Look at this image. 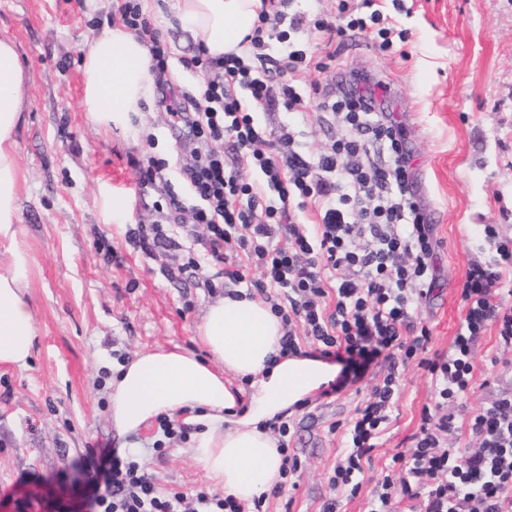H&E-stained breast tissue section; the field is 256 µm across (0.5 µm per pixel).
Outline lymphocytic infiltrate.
I'll use <instances>...</instances> for the list:
<instances>
[{
	"mask_svg": "<svg viewBox=\"0 0 512 512\" xmlns=\"http://www.w3.org/2000/svg\"><path fill=\"white\" fill-rule=\"evenodd\" d=\"M365 14L349 13L339 26L315 20L322 32L319 53H310L278 36L266 41L264 30L279 24L300 29L303 16L278 10L259 15L248 55L227 53L206 58L199 92L171 98L173 124L185 127L195 141L177 173L199 204L186 208L177 194L151 229L128 231L145 253L159 245L179 248L176 237L183 213L203 227L202 254H188L186 266L198 271L215 263L226 284L246 287L280 317L282 353L342 363L339 377L324 396L359 381L373 365L385 374L357 408L346 428L348 446L329 476L331 490L357 494L390 417L402 376L409 365L428 373L434 405L424 406L408 451L393 455V467L376 479L368 512H394L403 499L417 501L415 512H512V394L504 393L468 421L471 448H447L444 436L457 430L449 409L472 388L473 347L488 329L512 347V305L500 288L512 274V242L502 241L493 264L472 262L461 288L465 310L447 351L429 352L428 329L416 315L437 280L434 227L419 188L414 155L404 126L379 93L384 85L367 71L337 73L329 83L306 75L323 72L347 39H361L390 49L396 31L384 25L376 0H363ZM125 27L147 45L152 69L164 74L168 48L143 18L138 0H115ZM285 60L287 76L275 80L266 63L271 48ZM333 116L338 132L316 159L294 150L293 134L280 135L273 150L268 132L253 110L303 112L308 97ZM261 173L243 178L242 169ZM309 210L313 228L295 219ZM287 231L288 241L276 237ZM258 278H250V271ZM82 482L86 491L75 512H244L230 495L204 491L194 496L162 492L136 454L115 448L90 451L61 474L60 485Z\"/></svg>",
	"mask_w": 512,
	"mask_h": 512,
	"instance_id": "1",
	"label": "lymphocytic infiltrate"
}]
</instances>
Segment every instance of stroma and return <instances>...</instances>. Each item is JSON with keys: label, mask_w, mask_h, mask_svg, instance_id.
<instances>
[{"label": "stroma", "mask_w": 512, "mask_h": 512, "mask_svg": "<svg viewBox=\"0 0 512 512\" xmlns=\"http://www.w3.org/2000/svg\"><path fill=\"white\" fill-rule=\"evenodd\" d=\"M176 0H144L142 12L169 47L166 79L174 92L197 89L191 66L198 44L173 21ZM381 10L406 42L382 52L348 44L325 78L339 67L370 71L390 87V105L405 119L417 150L422 194L432 212L439 279L417 320L429 328L430 350H446L464 316L460 289L471 262L496 259L483 233L495 225L512 239V0H382ZM114 23L112 0H0V37L11 38L29 71L25 120L16 134L21 172L17 239L31 260L29 284L37 336L27 368L0 365V512L38 498L42 512H67L56 475L111 445L137 453L159 487L187 494L215 492L192 450L196 434L156 455V423L118 434L110 417L108 385L118 355L179 348L207 357L197 337L209 304L227 290L217 266L172 280L181 252L148 255L126 239L129 226L149 225L167 191L186 194L172 164L193 141L157 102L143 107L130 131L103 130L82 105L80 69L88 44ZM258 122L290 126L300 152L328 144L316 105L305 114L258 110ZM168 159L162 181L140 185L134 161ZM119 194L124 223L113 222L104 198ZM477 384L455 406L459 423L512 391V351L495 330L475 345ZM382 371L371 367L358 383L331 397L312 395L310 407L289 416V454L301 462L297 487L268 497L261 512H320L335 498L336 512H367L373 476L409 448L423 406L434 394L429 377L408 367L390 420L356 497L332 493L328 474L345 446L342 432ZM339 432H332V425Z\"/></svg>", "instance_id": "obj_1"}]
</instances>
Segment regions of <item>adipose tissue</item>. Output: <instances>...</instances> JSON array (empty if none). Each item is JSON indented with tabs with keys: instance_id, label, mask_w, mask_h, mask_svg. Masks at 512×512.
Listing matches in <instances>:
<instances>
[{
	"instance_id": "1",
	"label": "adipose tissue",
	"mask_w": 512,
	"mask_h": 512,
	"mask_svg": "<svg viewBox=\"0 0 512 512\" xmlns=\"http://www.w3.org/2000/svg\"><path fill=\"white\" fill-rule=\"evenodd\" d=\"M262 0H177V18L209 56L243 53ZM27 75L13 41L0 40V239L10 261L0 272V363L25 367L36 336L28 295L31 264L17 242L19 165L15 135L24 121ZM153 94L145 44L117 26L89 45L83 106L94 123L127 127ZM284 330L269 306L225 296L198 327L210 356L180 349L149 351L120 366L110 382L112 422L138 431L162 414L188 413L201 426L194 457L225 493L250 502L279 481L283 456L272 422L294 412L336 374L318 358L280 357Z\"/></svg>"
}]
</instances>
